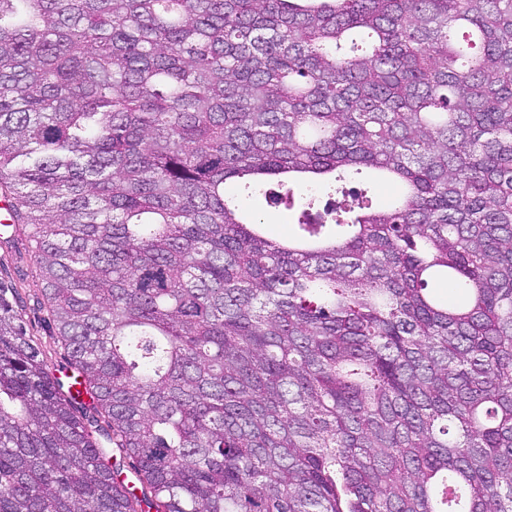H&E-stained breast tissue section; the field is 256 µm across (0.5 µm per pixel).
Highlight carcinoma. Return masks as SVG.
Segmentation results:
<instances>
[{"label": "carcinoma", "mask_w": 512, "mask_h": 512, "mask_svg": "<svg viewBox=\"0 0 512 512\" xmlns=\"http://www.w3.org/2000/svg\"><path fill=\"white\" fill-rule=\"evenodd\" d=\"M0 193V512H512V0H0ZM346 187L367 190L368 195L372 197L373 203L377 207L386 205L393 198L388 183L369 174H363L359 178L347 182ZM243 201L252 210L260 211L269 223H271L270 231L277 236H286L295 229V220L284 211H275L268 208L262 195H253L248 197L245 193ZM10 243L0 238V257L10 254L0 268V281L18 288L21 310L27 335L40 347L44 361L57 377L69 381L62 366L67 365L68 354L64 346L53 336L45 311L40 308V284L34 248L18 232L13 233Z\"/></svg>", "instance_id": "cac0c4a2"}]
</instances>
